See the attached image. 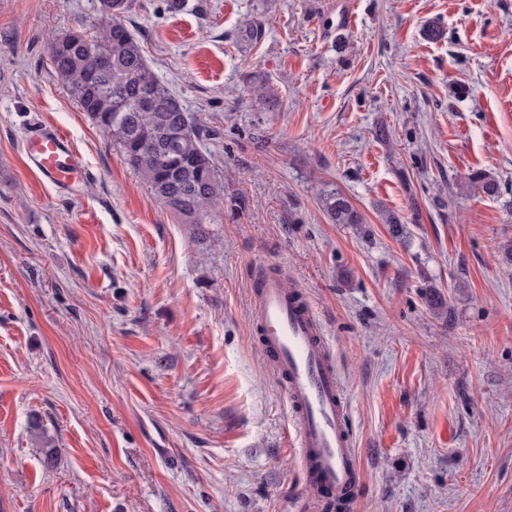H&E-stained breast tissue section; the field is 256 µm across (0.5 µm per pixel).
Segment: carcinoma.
Segmentation results:
<instances>
[{
  "mask_svg": "<svg viewBox=\"0 0 512 512\" xmlns=\"http://www.w3.org/2000/svg\"><path fill=\"white\" fill-rule=\"evenodd\" d=\"M130 0H100L107 20L96 36L71 33L53 43L50 62L68 84L79 107L119 148L124 163L139 174L153 197L192 226L197 235L215 223L214 210L224 195V183L206 148V130L159 80L143 48L123 23ZM111 50L112 63L98 70V58ZM470 186L500 198L499 184L482 171L468 174ZM335 224H360L361 217L347 199L332 190L322 197ZM35 438L47 460L53 441L39 421Z\"/></svg>",
  "mask_w": 512,
  "mask_h": 512,
  "instance_id": "cac0c4a2",
  "label": "carcinoma"
}]
</instances>
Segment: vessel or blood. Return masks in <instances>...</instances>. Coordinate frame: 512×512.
<instances>
[{
    "label": "vessel or blood",
    "mask_w": 512,
    "mask_h": 512,
    "mask_svg": "<svg viewBox=\"0 0 512 512\" xmlns=\"http://www.w3.org/2000/svg\"><path fill=\"white\" fill-rule=\"evenodd\" d=\"M29 169L58 191L75 194L90 172L67 134L48 126L26 133ZM257 322L297 427L308 505L355 492L361 467L346 427L347 403L322 325L300 291L277 277L256 285Z\"/></svg>",
    "instance_id": "b4317fda"
}]
</instances>
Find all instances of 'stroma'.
<instances>
[{"instance_id": "stroma-1", "label": "stroma", "mask_w": 512, "mask_h": 512, "mask_svg": "<svg viewBox=\"0 0 512 512\" xmlns=\"http://www.w3.org/2000/svg\"><path fill=\"white\" fill-rule=\"evenodd\" d=\"M341 2L131 0L149 65L216 132L199 242L51 66L99 0H0V512H300L263 274L322 324L363 467L348 512H512V0H351L340 32ZM36 123L83 157L77 194L27 168ZM332 189L362 223L330 222Z\"/></svg>"}]
</instances>
